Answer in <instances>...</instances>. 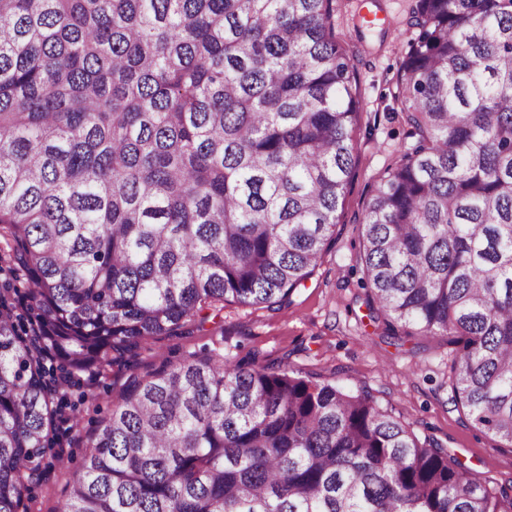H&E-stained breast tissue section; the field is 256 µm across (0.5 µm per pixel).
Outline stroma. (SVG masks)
Segmentation results:
<instances>
[{
	"instance_id": "35a3bbf8",
	"label": "stroma",
	"mask_w": 512,
	"mask_h": 512,
	"mask_svg": "<svg viewBox=\"0 0 512 512\" xmlns=\"http://www.w3.org/2000/svg\"><path fill=\"white\" fill-rule=\"evenodd\" d=\"M414 0H336L337 40L351 51L363 112L356 135V173L338 210L336 245L327 253L291 306L278 310L225 305L190 332L161 336L142 345L129 361L103 375L84 377L69 389L81 416L78 431L63 433L61 465L38 487L30 512H56L67 484L88 452L87 439L112 411L131 377L144 376L161 361L221 354L288 365L296 375L366 390L385 408L477 471L491 485L512 486V448L482 432L454 399L452 337L413 336L401 345L381 339L383 323L371 322L357 263L360 226L385 168L409 146L394 98L397 71L414 35L408 18Z\"/></svg>"
}]
</instances>
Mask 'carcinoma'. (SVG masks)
Listing matches in <instances>:
<instances>
[{"mask_svg": "<svg viewBox=\"0 0 512 512\" xmlns=\"http://www.w3.org/2000/svg\"><path fill=\"white\" fill-rule=\"evenodd\" d=\"M334 3L0 0V512L78 426L62 386L218 304H290L334 247L361 113ZM409 24L366 305L390 339L460 337L455 400L511 448L512 0ZM88 447L58 512H512L369 394L255 354L132 378Z\"/></svg>", "mask_w": 512, "mask_h": 512, "instance_id": "cac0c4a2", "label": "carcinoma"}]
</instances>
